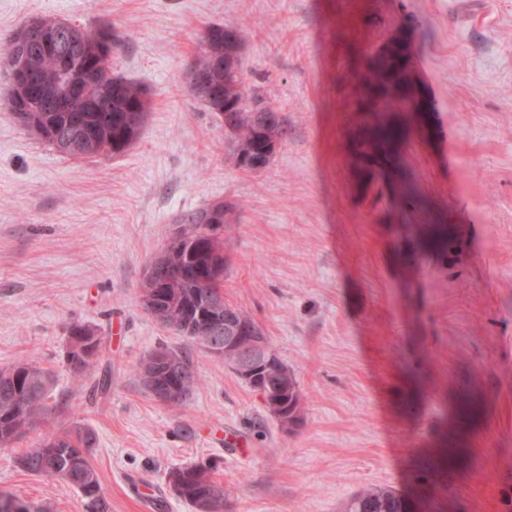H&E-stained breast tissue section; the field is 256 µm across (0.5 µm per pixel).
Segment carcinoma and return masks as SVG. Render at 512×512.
<instances>
[{"instance_id": "1", "label": "carcinoma", "mask_w": 512, "mask_h": 512, "mask_svg": "<svg viewBox=\"0 0 512 512\" xmlns=\"http://www.w3.org/2000/svg\"><path fill=\"white\" fill-rule=\"evenodd\" d=\"M81 50L76 53L71 73L63 76L55 58L38 50L21 54L26 71L34 86L29 87L9 80L0 90V108L11 113L17 123L42 143L54 148L64 138L81 133L92 134L103 151L96 157L124 153L142 134V128L125 131L124 117L130 105L138 107L142 118H147L149 99L146 91L128 78L112 73V27L87 29L79 26ZM224 25H207L198 42L195 61L202 63L214 54L224 53V39L220 36ZM96 59L103 76L88 79L85 63ZM364 76L355 84L352 111L361 117L357 134L350 142V152L359 163L363 182L371 187L377 184L379 174L388 175L391 201L401 208L416 209L423 204L412 181L402 144L411 128L394 119L398 113L420 112L417 94L407 78V55L397 43L377 56L365 52L356 61ZM244 70L226 76L224 71L210 73L211 83L222 89V98L209 101L206 107L213 115L224 111V106L239 110L237 124L224 131V147L232 159L241 160L240 169L251 172L246 160L261 151L276 146L285 139V117L272 127L254 123L249 110L253 97L246 86ZM70 81L81 90L63 101V111L47 112L45 106L60 93L62 83ZM209 204L181 219L182 229L191 235L182 245L172 242L163 248L160 257L174 267L173 282L160 293L156 305L158 314L153 319L188 338L203 349L210 341L223 337L208 336L202 331L200 310L204 299L224 296V214L213 211ZM397 231L407 234L414 243L406 255V266L418 265L426 250L448 249V225L402 224ZM160 350L177 355L190 369V376L179 381V389L189 395L200 383L193 365L182 351L167 346ZM104 353L102 338L90 328L73 324L69 330L64 361L75 381H82L101 360ZM279 369L269 380L275 393L298 388L294 373L278 355H273ZM52 390L50 373L32 362L17 361L0 367V446L6 447L23 437L27 431L46 422L47 399ZM98 444L94 430L82 426L61 431L39 444L26 449L17 464L24 471L67 482L86 498L89 512H111V505L102 493L97 473L88 461L90 450ZM168 481L175 494L191 507L206 495L224 493V486L212 477V466L199 463L174 467ZM376 508V512H406L404 497L395 491L369 486L356 493L345 505L344 512H359L360 502Z\"/></svg>"}]
</instances>
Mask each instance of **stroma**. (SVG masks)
Returning a JSON list of instances; mask_svg holds the SVG:
<instances>
[{
  "label": "stroma",
  "mask_w": 512,
  "mask_h": 512,
  "mask_svg": "<svg viewBox=\"0 0 512 512\" xmlns=\"http://www.w3.org/2000/svg\"><path fill=\"white\" fill-rule=\"evenodd\" d=\"M53 15L111 23L113 72L141 84L138 141L73 160L0 110V366L51 371L56 427L98 436L88 459L111 512H192L171 468L210 462L226 512H343L368 486L416 512H512V0H0V43ZM211 23L247 29L245 80L288 119L272 163L248 174L183 72ZM417 32L414 64L432 136L406 156L448 250L416 271L386 201L347 152L354 57L396 29ZM224 204L225 299L248 311L302 395L284 427L223 360L138 307V285L187 213ZM112 363V389L73 381L71 324ZM166 345L200 379L178 407L134 366ZM0 446V491L41 512H88L71 485L21 469L46 437Z\"/></svg>",
  "instance_id": "stroma-1"
}]
</instances>
